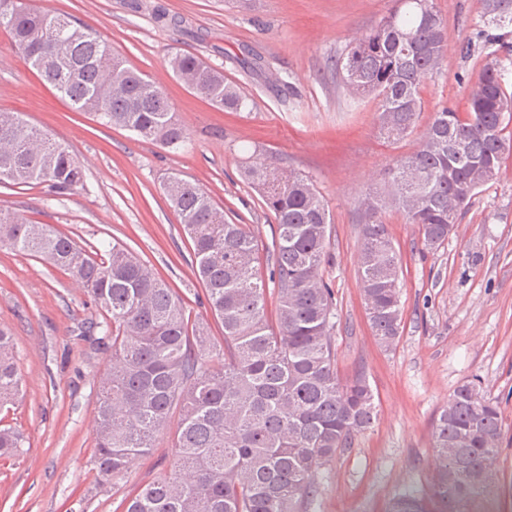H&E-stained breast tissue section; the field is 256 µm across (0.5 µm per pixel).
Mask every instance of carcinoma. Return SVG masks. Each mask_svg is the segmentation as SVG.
<instances>
[{
    "mask_svg": "<svg viewBox=\"0 0 512 512\" xmlns=\"http://www.w3.org/2000/svg\"><path fill=\"white\" fill-rule=\"evenodd\" d=\"M481 49H491L469 96L468 111L443 107L419 147L395 158L386 196L361 202L362 236L356 274L368 320L389 347L404 329L400 252L385 214L396 207L415 225L423 247L438 250L478 190L498 173L512 138V94L503 61L512 64L508 33L512 0H484ZM10 49L35 68L71 105L165 147H179L184 128L165 92L115 57L78 20L41 11L30 0H0V30ZM447 53L446 22L435 0H396L369 32L354 38L336 62L349 93L376 101L379 131L398 142L424 108L421 88ZM174 75L211 104L239 110L247 97L199 58L176 53ZM276 229L266 247L268 278L256 268L263 242L247 224H231L198 186L174 177L165 186L189 236L206 302L223 328L194 320L182 298L131 250L114 244L89 252L51 224L0 209V249L44 259L81 283L105 321L111 342L108 372L94 408L95 464L106 481L147 455L179 409L175 473L145 484L124 512H307L320 493L317 472L352 437L377 419L374 392L362 374L342 380L336 368L334 293L324 277L332 219L307 176L272 158L243 167ZM84 174L66 144L17 112H0V184L42 185L65 195ZM275 295V321L267 291ZM9 333L0 329V412L20 395ZM503 419L497 403L474 383L458 386L432 430L434 468L420 498L404 493L393 512H472L490 484H461L460 471L479 474L496 453ZM22 435L0 429V453L21 447Z\"/></svg>",
    "mask_w": 512,
    "mask_h": 512,
    "instance_id": "obj_1",
    "label": "carcinoma"
}]
</instances>
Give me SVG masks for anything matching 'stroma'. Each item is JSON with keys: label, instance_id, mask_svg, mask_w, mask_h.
I'll use <instances>...</instances> for the list:
<instances>
[{"label": "stroma", "instance_id": "obj_1", "mask_svg": "<svg viewBox=\"0 0 512 512\" xmlns=\"http://www.w3.org/2000/svg\"><path fill=\"white\" fill-rule=\"evenodd\" d=\"M104 37L126 66L164 89L185 144L167 148L79 112L0 33V112H17L55 134L80 163L85 184L65 195L40 185H0V208L54 225L79 245L118 243L148 261L193 317L209 319L192 243L164 192L178 177L198 184L229 222L251 225L271 244L274 218L241 178L256 155L309 176L333 222L325 277L336 300L340 376L363 374L379 400L368 431L318 471L308 512H391L396 497L422 489L432 471L431 433L453 390L473 382L497 402L503 432L492 492L512 512V153L476 195L436 252L400 212L385 215L402 256L404 330L391 347L373 336L356 263L359 205L389 184L391 159L416 149L436 110L468 108L486 58L462 48L482 26L483 0H436L448 51L422 86L424 110L409 137L390 144L377 104L352 96L334 62L353 38L388 15L395 0H32ZM202 58L247 96L219 109L182 84L167 64ZM86 289L45 261L0 250V326L12 333L24 396L0 414L21 448L0 457V512H123L143 485L173 470L175 427L127 471L100 481L93 462L98 386L110 351L83 323L101 320Z\"/></svg>", "mask_w": 512, "mask_h": 512}]
</instances>
